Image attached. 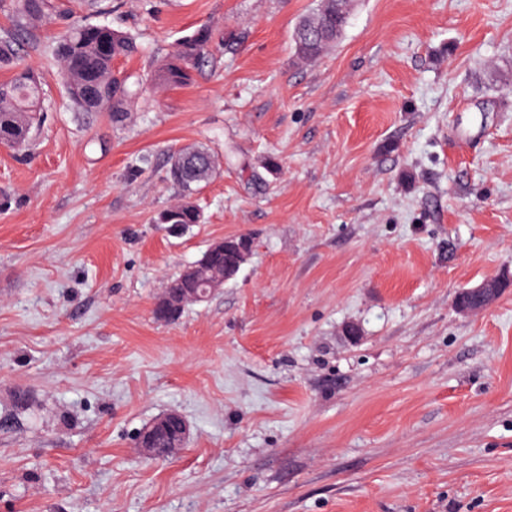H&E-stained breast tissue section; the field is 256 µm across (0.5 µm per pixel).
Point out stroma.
Segmentation results:
<instances>
[{"mask_svg": "<svg viewBox=\"0 0 512 512\" xmlns=\"http://www.w3.org/2000/svg\"><path fill=\"white\" fill-rule=\"evenodd\" d=\"M60 2L136 40L113 67L138 94L124 123L79 115L60 22L0 0L44 92L26 154L0 146V512H512V288L453 306L512 272V0H354L313 62V0ZM204 27L193 81L155 84ZM189 145L224 174L175 235L154 218ZM239 235L236 278L156 320ZM168 412L186 448L143 457ZM506 280L512 282V277L509 273L503 272L474 287L462 289V294L454 302L455 311L463 317H470L483 311V308L494 303L502 295L501 285ZM191 434L187 420L175 412L162 414L146 427L137 437V448L152 459L176 457L187 446ZM163 439L164 446H156Z\"/></svg>", "mask_w": 512, "mask_h": 512, "instance_id": "obj_1", "label": "stroma"}]
</instances>
